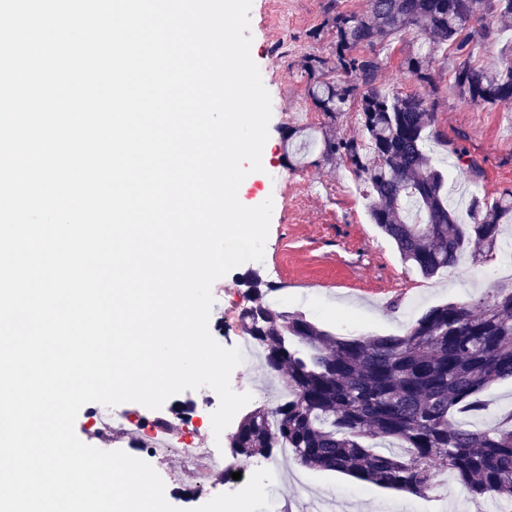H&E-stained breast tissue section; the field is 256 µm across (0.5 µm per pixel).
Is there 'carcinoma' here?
Wrapping results in <instances>:
<instances>
[{
    "instance_id": "cac0c4a2",
    "label": "carcinoma",
    "mask_w": 512,
    "mask_h": 512,
    "mask_svg": "<svg viewBox=\"0 0 512 512\" xmlns=\"http://www.w3.org/2000/svg\"><path fill=\"white\" fill-rule=\"evenodd\" d=\"M338 2L327 0L323 22L307 33L329 39V55L309 54L302 64L307 96L329 119L320 159L339 162L367 185L371 222L420 275L456 265L467 250L493 255L501 226L512 224V189L491 203L473 194L459 211L427 149L441 138L435 107L377 79L393 38L415 28L419 42L403 64L416 81L433 87L439 53L448 50L459 59V97L511 106L512 39L502 38L512 32V0H368L362 13ZM499 42L494 67L471 62L476 47ZM352 107L363 140L333 129L336 115ZM449 153L462 175L480 177L464 148ZM261 285L248 280L241 332L262 348L265 371L295 397L276 406L273 429L265 406L244 416L232 435L240 456L270 458L286 446L307 468L421 496L433 491L438 470H450L473 498L512 506V411L487 428L468 421L484 409L480 394L512 378V283L479 305L435 306L401 335L366 338L336 336L269 303Z\"/></svg>"
}]
</instances>
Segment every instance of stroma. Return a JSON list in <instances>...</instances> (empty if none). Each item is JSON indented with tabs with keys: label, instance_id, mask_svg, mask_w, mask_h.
Masks as SVG:
<instances>
[{
	"label": "stroma",
	"instance_id": "1",
	"mask_svg": "<svg viewBox=\"0 0 512 512\" xmlns=\"http://www.w3.org/2000/svg\"><path fill=\"white\" fill-rule=\"evenodd\" d=\"M326 0H252L251 56L270 94L272 116L263 148L262 171L252 173L242 199L247 207L272 200L273 210L264 257L231 270L212 287L211 317L226 319L225 302L248 304L246 280L258 276L267 298L303 313L320 327L342 337L402 334L430 308L445 303H476L501 283L512 281V224L505 225L493 257L476 263L464 256L448 271L423 278L407 267L398 250L375 224L360 199L343 190L354 182L344 167L319 161L311 142L326 118L307 96L302 63L306 55H328L329 40L307 39L324 18ZM410 29L396 40L378 80L391 90L419 91L402 66L403 47L414 42ZM456 60L437 64L435 96L441 138L432 156L445 161L449 145L465 147L482 174L477 181L449 169L448 182L460 193L495 199L512 189V109L478 106L460 99L453 87ZM299 129L289 138L291 129ZM230 335L238 319H226ZM273 481L271 502L309 503L314 496L343 497L347 512H497L493 499H472L463 485L448 494L427 496L380 488L333 471L303 467L289 457L255 460Z\"/></svg>",
	"mask_w": 512,
	"mask_h": 512
}]
</instances>
